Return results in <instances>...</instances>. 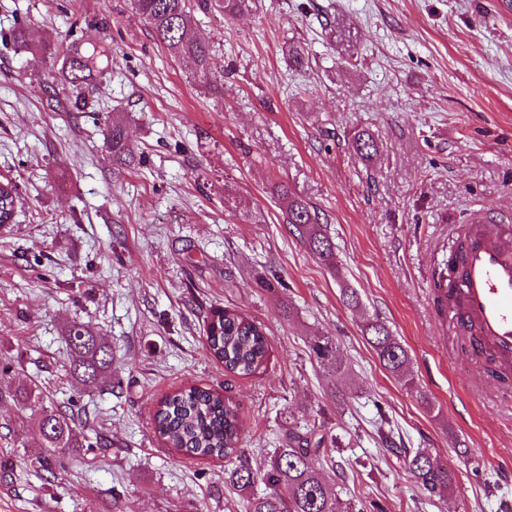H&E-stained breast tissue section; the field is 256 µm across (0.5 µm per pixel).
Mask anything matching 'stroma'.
I'll list each match as a JSON object with an SVG mask.
<instances>
[{
    "instance_id": "stroma-1",
    "label": "stroma",
    "mask_w": 512,
    "mask_h": 512,
    "mask_svg": "<svg viewBox=\"0 0 512 512\" xmlns=\"http://www.w3.org/2000/svg\"><path fill=\"white\" fill-rule=\"evenodd\" d=\"M224 72L202 81L158 44L129 0H0V177L22 197L0 229V362L107 435L109 447L36 464L0 438V512H241L227 459L166 448L155 404L185 386L239 406L260 470L289 430L339 442L327 479L385 512H502L512 504V379L464 357L438 281L476 211L512 215V10L505 0H252L228 20L194 9ZM58 52L101 44L109 65L85 109L45 92L49 66L15 49L22 22ZM301 50L302 64L293 61ZM119 113L141 161L112 164ZM376 142L372 158L353 148ZM313 206L335 245L329 271L284 219L279 186ZM279 278L276 290L264 282ZM357 290L358 309L342 303ZM235 309L261 323L269 358L225 373L205 329ZM383 321L417 388L362 336ZM80 321L112 348L117 388L67 375ZM337 338L348 376L322 368ZM447 462L431 497L381 443ZM311 348L324 368L336 374H343L347 371L346 363L337 341L335 342L329 336H314L311 341Z\"/></svg>"
}]
</instances>
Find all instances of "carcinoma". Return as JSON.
Segmentation results:
<instances>
[{"label": "carcinoma", "mask_w": 512, "mask_h": 512, "mask_svg": "<svg viewBox=\"0 0 512 512\" xmlns=\"http://www.w3.org/2000/svg\"><path fill=\"white\" fill-rule=\"evenodd\" d=\"M132 8L149 25L154 39L173 56L190 60L202 79L217 70L210 43L196 37L190 0H131ZM224 15L233 17L249 11L251 0H220ZM17 49L27 52L44 49L36 41L29 24L12 32ZM103 50L94 43H75L63 55L54 58L59 78L49 85L55 98L75 97L94 86L102 77ZM107 145L115 165L131 166L137 155L131 146L126 122L112 116L108 125ZM286 205L287 223L291 224L309 251L328 269H336L334 243L320 223L319 214L309 203L288 193L280 186ZM20 202L13 181L0 182V228L15 222ZM364 338L374 350L382 366L395 375L407 389L416 388L409 356L403 344L378 319H369L362 328ZM65 339L69 348L67 373L85 387H98L112 380V350L95 328L82 322L67 326ZM206 340L213 357L228 373L239 376L256 374L269 358L265 329L248 315L237 310L216 309L207 324ZM311 348L324 368L337 374L347 371L339 343L328 336H315ZM11 399L18 414L17 422L6 426L16 439L30 434L37 437L44 457L63 456L71 448H102L106 436L79 422L71 404L48 399L38 383L29 380L6 391L0 399ZM153 426L169 447L187 455L202 457H236L238 463L225 470L226 482L243 494L244 512H381L373 500L342 498L324 477L316 462L332 459L331 449L323 447L324 437H315L312 429L290 431L281 446L273 452L260 474L245 459L242 448L239 411L236 403L224 394L198 386H190L161 401L153 415ZM392 453L403 461L421 489L430 496L448 492L452 475L448 465L430 454L406 448ZM261 481L265 492L249 495L255 481ZM288 489V496L280 494Z\"/></svg>", "instance_id": "carcinoma-1"}]
</instances>
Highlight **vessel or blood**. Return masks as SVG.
<instances>
[{
  "label": "vessel or blood",
  "mask_w": 512,
  "mask_h": 512,
  "mask_svg": "<svg viewBox=\"0 0 512 512\" xmlns=\"http://www.w3.org/2000/svg\"><path fill=\"white\" fill-rule=\"evenodd\" d=\"M472 225L469 246L457 260L449 317L455 328L474 335L475 353L512 364V251L484 216Z\"/></svg>",
  "instance_id": "1"
}]
</instances>
